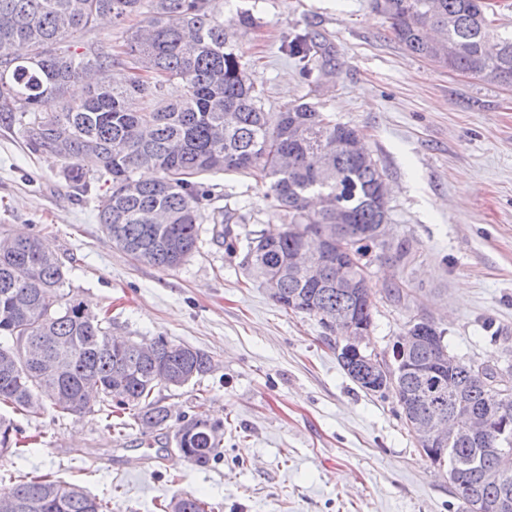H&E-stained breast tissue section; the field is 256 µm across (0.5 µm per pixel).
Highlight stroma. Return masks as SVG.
<instances>
[{
	"label": "stroma",
	"mask_w": 512,
	"mask_h": 512,
	"mask_svg": "<svg viewBox=\"0 0 512 512\" xmlns=\"http://www.w3.org/2000/svg\"><path fill=\"white\" fill-rule=\"evenodd\" d=\"M249 11L236 51L264 93V109L305 100L357 129L384 168L391 236L405 254L373 261L376 291L366 352L390 350L425 317L467 362L504 367L512 348V87L486 84L413 56L371 0H218L225 23ZM298 35L325 39L332 61L305 77L282 50ZM55 157L29 153L0 121V232L35 234L67 270L66 290L108 316L112 333L165 337L209 354L213 370L153 393L167 427L115 430L100 408L18 417L37 442L0 457V485L46 474L112 502V512H162L193 496L212 512H461L447 468L417 447L393 398L369 393L341 368L336 338L318 319L276 304L247 276L241 251L203 240L180 267L134 262L105 237L96 198L79 195ZM212 207H242L233 232L276 228L261 185L205 175ZM398 284L401 302L383 288ZM503 331L492 344L486 324ZM204 405L223 423L221 456L181 461L175 431Z\"/></svg>",
	"instance_id": "stroma-1"
}]
</instances>
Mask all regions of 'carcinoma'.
<instances>
[{"label":"carcinoma","mask_w":512,"mask_h":512,"mask_svg":"<svg viewBox=\"0 0 512 512\" xmlns=\"http://www.w3.org/2000/svg\"><path fill=\"white\" fill-rule=\"evenodd\" d=\"M213 0H0V120L18 123L36 154L64 162V178L83 193L94 182L110 184L98 197L97 218L112 244L137 262L162 269L181 265L199 249L201 225L212 224L215 238L228 240L230 225L243 221L239 209L224 205L207 211L211 191L204 174H240L265 188L264 198L283 218L281 228L245 237L242 266L264 283L270 298L285 309L319 318L334 332L336 320L352 311L372 325L373 288L365 273L374 241L357 235L367 224H386L388 201L379 193L385 180L377 160L336 141L359 136L311 102L282 107L276 126L263 112L262 92L247 76L242 56L231 44ZM385 16L393 38L408 52L452 72L487 84L512 86V33L487 17L485 0H371ZM128 30L126 58L94 44L79 52L71 40L103 17ZM330 47L299 38L287 55L300 70L327 62ZM86 81L85 95L68 97L71 83ZM22 98L28 114L14 113ZM147 167L157 176L134 177ZM334 197L337 208L313 207L312 199ZM340 224L339 243L325 245L320 233ZM328 255L325 280L309 281L292 259ZM342 256L358 285L348 293L336 287L333 263ZM66 271L44 250L36 235L0 239V403L14 411L39 414L45 404L58 415L79 416L89 395L107 406L132 411L143 430L165 426L169 410L152 398L156 387H182L212 371L206 353L157 337L146 347L112 343L105 321L63 292ZM421 332L438 341L422 343L412 355H389L399 372L397 385L380 392L405 410L408 392L421 398L420 411L444 407L455 421L451 394L459 388L475 410L491 400L486 376L456 355L441 376L421 380L402 371L408 364L439 360L448 344L437 326L421 318L404 333ZM512 425V401L502 408L483 445L462 442L448 457L465 468L490 469L480 447H498L497 426ZM21 427L0 415V455L19 444ZM178 450L205 467L218 459L221 425L198 410L182 418L175 434ZM469 512L474 494L482 512H499L504 494L512 496V474L501 483L479 484L468 475L453 484ZM169 512H207L206 503L178 497ZM0 512H108V503L83 488L47 477H32L0 488Z\"/></svg>","instance_id":"1"}]
</instances>
